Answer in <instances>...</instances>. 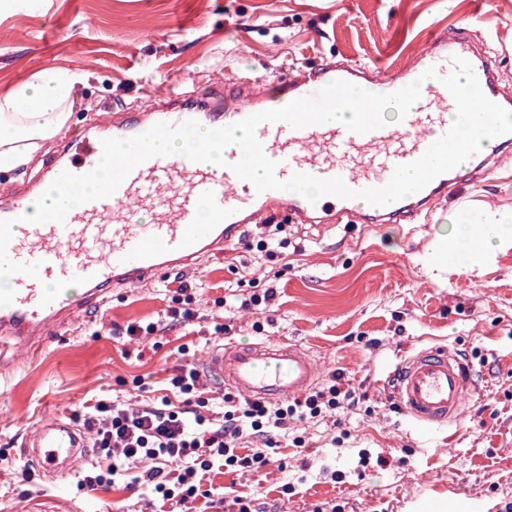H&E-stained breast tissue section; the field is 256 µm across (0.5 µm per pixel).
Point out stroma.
Masks as SVG:
<instances>
[{
  "label": "stroma",
  "instance_id": "35a3bbf8",
  "mask_svg": "<svg viewBox=\"0 0 512 512\" xmlns=\"http://www.w3.org/2000/svg\"><path fill=\"white\" fill-rule=\"evenodd\" d=\"M482 16L483 52L501 89L512 92V0H9L0 8V93L29 72L60 67L87 74L70 120L138 112L157 89L203 83L231 69L275 80L323 59L371 66L412 63L440 29L460 33ZM512 210V147L485 176L455 186L425 219L357 224L325 232L285 226L287 243L266 251L236 247L190 272L166 273L113 297L18 362L0 388V512H153L144 489L122 484L87 494L76 474L33 476L23 437L54 414L80 412L98 396L135 405L157 396L172 371L197 364L217 323L223 343L291 340L313 352L321 378L342 373L361 393L351 410L306 424L305 448H277L245 475L213 469L225 499L253 498L257 512H504L512 503V247L482 267L445 262L454 217L480 225ZM192 288L195 317L156 341H132L131 322L157 320ZM272 288L268 306L241 299ZM447 345L465 354L475 392L449 435L418 439L381 385L387 361L413 346Z\"/></svg>",
  "mask_w": 512,
  "mask_h": 512
}]
</instances>
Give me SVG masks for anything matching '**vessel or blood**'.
<instances>
[{
  "label": "vessel or blood",
  "instance_id": "obj_1",
  "mask_svg": "<svg viewBox=\"0 0 512 512\" xmlns=\"http://www.w3.org/2000/svg\"><path fill=\"white\" fill-rule=\"evenodd\" d=\"M437 76L417 106L389 123L377 102H405L421 72ZM469 74L483 91L485 111L496 114L481 151L460 161L470 126L453 93L458 75ZM280 110L269 109L263 80L242 71L205 88L174 85L159 92L146 112H111L75 132L63 155L50 159L38 181L0 206V253L9 256L12 281L0 295V362L19 350L37 358L79 317L100 311L113 292L148 283L162 273L185 272L202 258L241 243L252 226L272 213L330 230L360 213L381 223L414 221L447 196L461 175H483L512 122L499 112L512 95L499 89L489 60L474 38L440 35L418 68L372 77L364 67L326 62L276 81ZM344 107L347 123L324 121ZM222 128L226 141L252 130L255 170L207 164L203 156L180 159L160 150L190 128ZM109 179L85 194L78 207L30 220L31 200L48 187L69 189L94 179L114 147ZM437 155L425 166L427 155ZM261 179H253V171ZM418 173L415 193L405 177ZM322 187L324 198L285 195L294 181ZM208 376L245 397L287 400L311 389L317 372L312 354L291 342L259 341L211 348ZM384 386L412 426L428 440L454 424L472 392V367L444 346H418L388 365ZM89 442L73 423L54 418L30 431L20 453L38 472L64 475Z\"/></svg>",
  "mask_w": 512,
  "mask_h": 512
}]
</instances>
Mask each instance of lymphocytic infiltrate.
Wrapping results in <instances>:
<instances>
[{"mask_svg":"<svg viewBox=\"0 0 512 512\" xmlns=\"http://www.w3.org/2000/svg\"><path fill=\"white\" fill-rule=\"evenodd\" d=\"M168 386L169 395L135 408L114 398L84 408L79 419L100 460L82 472L81 490L112 486L126 479L131 465L141 463L145 469L137 484L178 512L189 503L212 499L214 491L203 481L216 461H223L228 473L260 469L268 463L269 450L287 436L290 424L310 422L359 402L335 373L293 400L270 403L225 394L224 413L213 419L203 413L209 400L194 367H180ZM246 439L256 444L252 452L241 450Z\"/></svg>","mask_w":512,"mask_h":512,"instance_id":"lymphocytic-infiltrate-1","label":"lymphocytic infiltrate"}]
</instances>
